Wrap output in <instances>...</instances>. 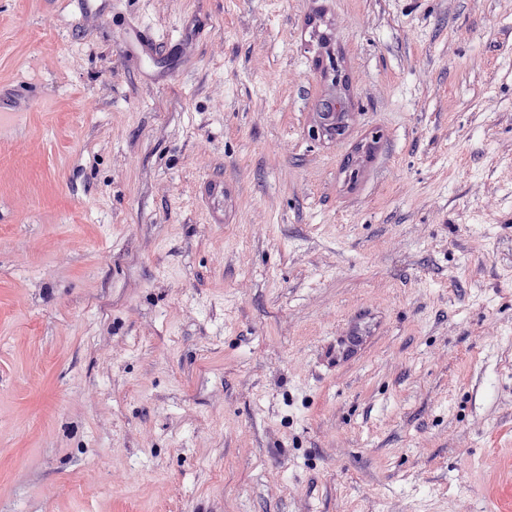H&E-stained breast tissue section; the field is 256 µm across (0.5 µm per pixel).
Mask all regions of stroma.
<instances>
[{"mask_svg": "<svg viewBox=\"0 0 512 512\" xmlns=\"http://www.w3.org/2000/svg\"><path fill=\"white\" fill-rule=\"evenodd\" d=\"M1 88L0 512H512V0H0Z\"/></svg>", "mask_w": 512, "mask_h": 512, "instance_id": "stroma-1", "label": "stroma"}]
</instances>
